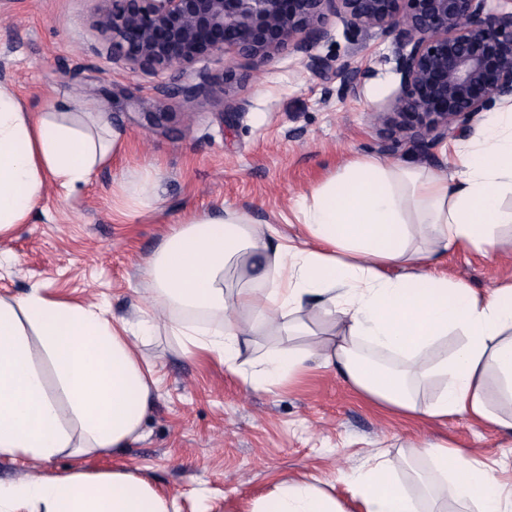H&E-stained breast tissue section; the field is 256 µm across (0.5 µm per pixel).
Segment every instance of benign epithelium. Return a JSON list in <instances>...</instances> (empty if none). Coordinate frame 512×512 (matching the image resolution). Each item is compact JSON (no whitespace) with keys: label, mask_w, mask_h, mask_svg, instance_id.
Listing matches in <instances>:
<instances>
[{"label":"benign epithelium","mask_w":512,"mask_h":512,"mask_svg":"<svg viewBox=\"0 0 512 512\" xmlns=\"http://www.w3.org/2000/svg\"><path fill=\"white\" fill-rule=\"evenodd\" d=\"M92 29L114 62L159 74L229 50L262 63L285 47L315 60L329 17L353 34L394 37L400 92L372 112L381 148L427 152L475 117L512 103V0H95ZM351 63L336 78L358 91ZM217 79L172 87L185 101L213 96Z\"/></svg>","instance_id":"benign-epithelium-1"}]
</instances>
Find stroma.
Returning a JSON list of instances; mask_svg holds the SVG:
<instances>
[{
  "label": "stroma",
  "instance_id": "obj_1",
  "mask_svg": "<svg viewBox=\"0 0 512 512\" xmlns=\"http://www.w3.org/2000/svg\"><path fill=\"white\" fill-rule=\"evenodd\" d=\"M94 7L93 0H0V82L33 110L81 97L127 135L124 150L73 193L48 183L29 222L0 239V295L18 296L41 282L53 295L103 299L115 317H131L146 305L142 266L183 214L229 207L295 240L302 193L350 159L382 157L371 111L399 90L391 37L347 33L332 17L314 63L286 48L258 65L231 52L186 64L184 84L203 71L233 69L229 95L186 103L161 98L170 73L147 75L97 52ZM345 61L370 73L358 91L335 75ZM228 96L240 111L225 110ZM159 103L167 117L149 127L143 115ZM460 142L448 136L427 154L403 146L390 160L444 171ZM150 166L156 201L141 211L127 188ZM495 234L496 254L455 249L439 270L480 290L512 281V224L498 225ZM142 353L155 364L158 384L141 439L113 457L58 458L44 473L120 466L176 497L180 512H252L281 481L334 480L337 470L356 469L379 451L389 473L409 484L432 472L418 445L440 439L499 461L504 478L512 477L511 436L465 417H397L333 372L315 369L300 384L264 394L248 391L214 359L182 355L165 332Z\"/></svg>",
  "mask_w": 512,
  "mask_h": 512
}]
</instances>
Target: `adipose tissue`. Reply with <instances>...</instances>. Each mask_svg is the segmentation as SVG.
Returning <instances> with one entry per match:
<instances>
[{"label": "adipose tissue", "mask_w": 512, "mask_h": 512, "mask_svg": "<svg viewBox=\"0 0 512 512\" xmlns=\"http://www.w3.org/2000/svg\"><path fill=\"white\" fill-rule=\"evenodd\" d=\"M125 142L102 113L64 98L29 110L0 83V238L27 223L46 179L73 190ZM512 111L461 144L448 174L354 159L303 197L302 239L281 240L243 213H195L171 225L148 258L150 305L136 321L102 303L48 293L36 282L0 297V456L30 462L66 453H119L141 437L156 379L141 343L167 312L183 353L230 372L250 357L247 388L271 394L312 367L335 371L368 402L411 418L466 417L512 436V282L479 292L438 275L448 250L494 252L512 223ZM242 284L228 287L229 273ZM275 337L259 349L260 336ZM54 374L46 386L43 367ZM435 385L432 397L420 388ZM422 452L435 466V501L512 512V483L445 442ZM357 512H420L386 478L380 456L341 473ZM0 512H179L176 498L133 471L80 470L0 482ZM253 512H344L312 477L259 497Z\"/></svg>", "instance_id": "1"}]
</instances>
